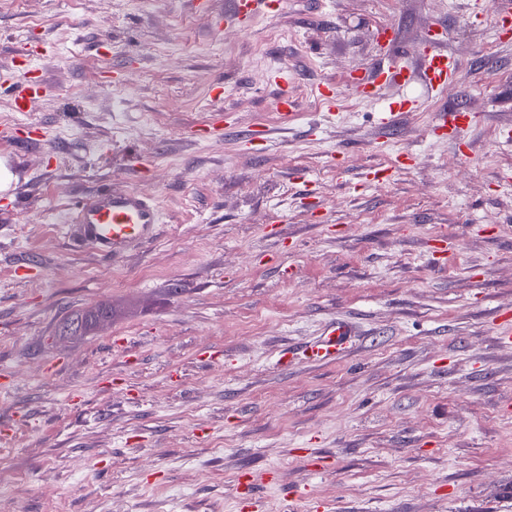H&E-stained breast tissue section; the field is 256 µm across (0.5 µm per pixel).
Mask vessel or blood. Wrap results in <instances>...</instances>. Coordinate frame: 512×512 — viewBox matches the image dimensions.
<instances>
[{"mask_svg":"<svg viewBox=\"0 0 512 512\" xmlns=\"http://www.w3.org/2000/svg\"><path fill=\"white\" fill-rule=\"evenodd\" d=\"M420 71L429 89L442 93L455 82L458 61L442 50L439 44L425 47L419 56ZM12 96L16 111H25L28 104L43 91L42 84L19 78L13 81ZM473 120L462 109L441 112L439 126L451 138H459ZM160 212L155 201L136 190L102 187L89 194L67 218L70 238L77 245L90 248L104 259L121 260L135 248L151 242L157 235ZM352 326L343 321L330 322L321 336L301 347L299 353H285L283 362L293 356L313 364L336 360L353 336Z\"/></svg>","mask_w":512,"mask_h":512,"instance_id":"obj_1","label":"vessel or blood"}]
</instances>
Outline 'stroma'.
<instances>
[{
  "label": "stroma",
  "instance_id": "35a3bbf8",
  "mask_svg": "<svg viewBox=\"0 0 512 512\" xmlns=\"http://www.w3.org/2000/svg\"><path fill=\"white\" fill-rule=\"evenodd\" d=\"M197 2L0 0V421L25 415L0 512H512V30L484 0H266L245 25ZM436 22L460 69L427 98ZM376 67L405 77L359 97ZM18 69L44 82L24 112ZM456 106L465 162L434 130ZM217 113L233 133L201 135ZM102 186L161 210L114 262L64 228ZM334 320L341 357L281 364ZM106 313L112 316V306L109 303L101 302L88 311L67 317L61 323V330L65 334L80 336L92 330Z\"/></svg>",
  "mask_w": 512,
  "mask_h": 512
}]
</instances>
